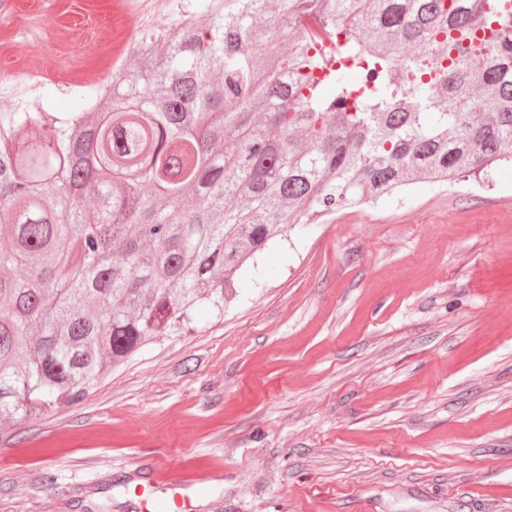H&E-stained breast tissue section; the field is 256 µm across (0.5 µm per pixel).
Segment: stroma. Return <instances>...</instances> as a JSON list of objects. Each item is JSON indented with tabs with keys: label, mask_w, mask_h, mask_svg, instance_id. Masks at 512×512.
Instances as JSON below:
<instances>
[{
	"label": "stroma",
	"mask_w": 512,
	"mask_h": 512,
	"mask_svg": "<svg viewBox=\"0 0 512 512\" xmlns=\"http://www.w3.org/2000/svg\"><path fill=\"white\" fill-rule=\"evenodd\" d=\"M114 0H60L13 40L57 112ZM133 30L186 0H128ZM223 314L158 338L82 398L0 422V512H143L155 460L206 478L196 512H512V165L418 182L292 230ZM53 483H45L46 474Z\"/></svg>",
	"instance_id": "obj_1"
}]
</instances>
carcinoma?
<instances>
[{"instance_id": "carcinoma-1", "label": "carcinoma", "mask_w": 512, "mask_h": 512, "mask_svg": "<svg viewBox=\"0 0 512 512\" xmlns=\"http://www.w3.org/2000/svg\"><path fill=\"white\" fill-rule=\"evenodd\" d=\"M55 112H0V418L221 312L296 224L512 162V0H193Z\"/></svg>"}]
</instances>
